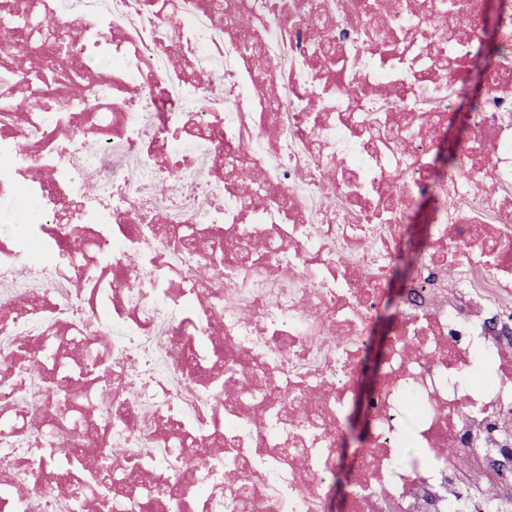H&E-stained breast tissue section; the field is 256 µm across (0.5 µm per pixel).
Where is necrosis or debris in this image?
<instances>
[{"label":"necrosis or debris","instance_id":"necrosis-or-debris-1","mask_svg":"<svg viewBox=\"0 0 512 512\" xmlns=\"http://www.w3.org/2000/svg\"><path fill=\"white\" fill-rule=\"evenodd\" d=\"M221 0H0V440L35 481L0 494V512H331L336 433L354 395L347 374L403 241L412 199L430 183L434 134L451 103L418 115L416 136L379 145L368 118L399 91L412 110L422 47L438 29L406 0H373L394 56L361 41L349 0L309 25L323 0H247L287 46V69L242 54ZM52 18L69 50L46 69L31 29L13 59L14 15ZM339 43L351 80L314 63ZM465 158L482 151L512 186V89L487 97ZM276 194L244 204L228 167ZM452 177L432 244L395 327L384 386L369 407L351 512H436L461 475L488 476L484 411H512V344L485 333L512 313V264L482 265L475 225L512 253V200ZM400 190L394 223L379 196ZM79 201L69 212L70 201ZM475 282L452 286L455 267ZM499 360L494 388L457 385L471 347ZM275 396L242 401V380ZM421 406L429 461L390 464L406 396ZM172 455L132 466L143 440Z\"/></svg>","mask_w":512,"mask_h":512}]
</instances>
